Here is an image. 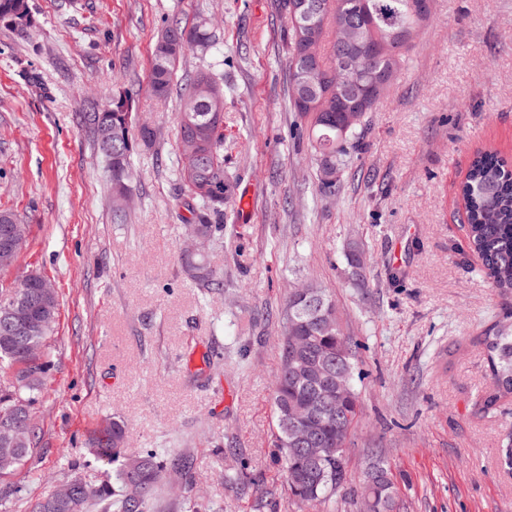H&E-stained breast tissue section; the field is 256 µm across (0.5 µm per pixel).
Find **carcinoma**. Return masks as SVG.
I'll return each mask as SVG.
<instances>
[{
	"mask_svg": "<svg viewBox=\"0 0 512 512\" xmlns=\"http://www.w3.org/2000/svg\"><path fill=\"white\" fill-rule=\"evenodd\" d=\"M415 0H278L288 17L289 102L306 123L313 159L317 165L319 192L334 195L346 172V157L358 149L362 122L344 127V111L355 105L361 112L373 111L380 96L356 101L351 92L336 84V57L341 48L336 30L350 16L361 28L359 51L371 74L397 73L409 50L388 54L383 39L396 27L414 21ZM0 22L22 31L33 25L28 0H0ZM201 29L187 30L177 23L166 27L157 40L150 74L149 94L157 101L168 98L174 67L186 48L208 41ZM139 100L129 93L112 96L98 112L85 115L99 150L112 164V211L125 216L121 197L130 190V157L133 114ZM224 88L209 71H198L186 85L181 101L178 140L181 147V179L191 218L187 222L202 235L212 232L211 219L224 215V202L231 183L224 175ZM337 173L326 184L323 173ZM465 203L463 222L470 248L482 260L483 273L492 287L512 294V164L497 152L477 153L460 185ZM40 280L23 277L18 286L0 289V315L15 300L35 297ZM328 306L335 299L325 288H312L306 299L290 291L284 304L280 369L272 404L278 432V457L284 462L288 491L294 502L314 508L331 499L346 482L347 451L358 423V393L351 383L357 368L359 344L344 334L341 322L319 318L317 304ZM58 297L50 292L33 305L37 329L15 338L0 329V370H9L8 384L0 386V477L13 472L35 448L39 427L34 407L39 401L51 367V338L58 315ZM484 353L491 387L483 407L493 408L499 399L512 396V311L485 333ZM318 401L323 413L306 426L319 434L321 460L310 472L301 460L288 432V416L305 412ZM125 432L120 421L105 422L93 438L97 460L118 464L119 490L107 486L90 488L80 477L78 507L46 495L34 512H86L93 500L103 512H145L146 502L164 470L156 451L126 455ZM373 502L374 512H395L398 488L391 468L373 456L362 487Z\"/></svg>",
	"mask_w": 512,
	"mask_h": 512,
	"instance_id": "cac0c4a2",
	"label": "carcinoma"
}]
</instances>
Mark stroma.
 Segmentation results:
<instances>
[{
    "label": "stroma",
    "mask_w": 512,
    "mask_h": 512,
    "mask_svg": "<svg viewBox=\"0 0 512 512\" xmlns=\"http://www.w3.org/2000/svg\"><path fill=\"white\" fill-rule=\"evenodd\" d=\"M35 25L0 24V210L28 228L12 287L36 272L59 298L53 367L36 409L40 441L0 479V512L78 476L113 480L90 449L106 418L126 453L157 451L165 473L147 512H301L275 459L271 396L291 288L334 296L360 345V420L347 480L319 512H359L371 452L390 466L400 512H512L502 439L512 397L485 413L479 342L512 310L484 279L459 216L473 155L512 159V0H433L432 20L373 112L351 174L321 195L289 105L288 19L274 0H29ZM213 38L187 49L170 98L148 81L171 22ZM206 69L224 87V170L233 195L201 257L178 146L179 96ZM115 92L139 99L150 143L131 157L132 201L112 213V167L81 113ZM263 490L225 483L240 466ZM188 476H181V468Z\"/></svg>",
    "instance_id": "35a3bbf8"
}]
</instances>
